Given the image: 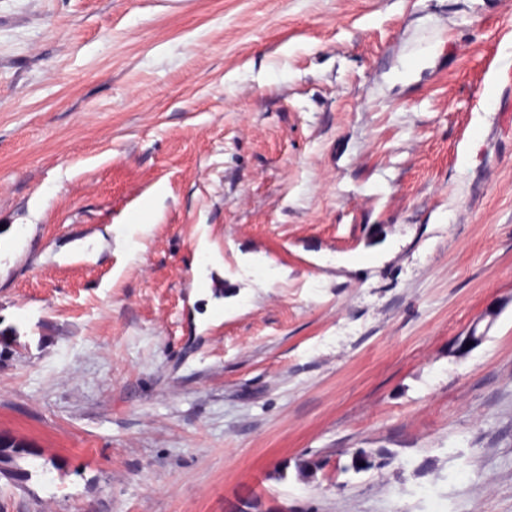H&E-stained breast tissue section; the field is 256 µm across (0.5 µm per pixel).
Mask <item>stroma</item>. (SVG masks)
Instances as JSON below:
<instances>
[{
	"label": "stroma",
	"mask_w": 512,
	"mask_h": 512,
	"mask_svg": "<svg viewBox=\"0 0 512 512\" xmlns=\"http://www.w3.org/2000/svg\"><path fill=\"white\" fill-rule=\"evenodd\" d=\"M0 443V512H512V0H0ZM25 454L21 448H0V467L2 472L11 475L10 477L16 481H23L28 477V473L17 466L16 459ZM3 475V474H2Z\"/></svg>",
	"instance_id": "obj_1"
}]
</instances>
